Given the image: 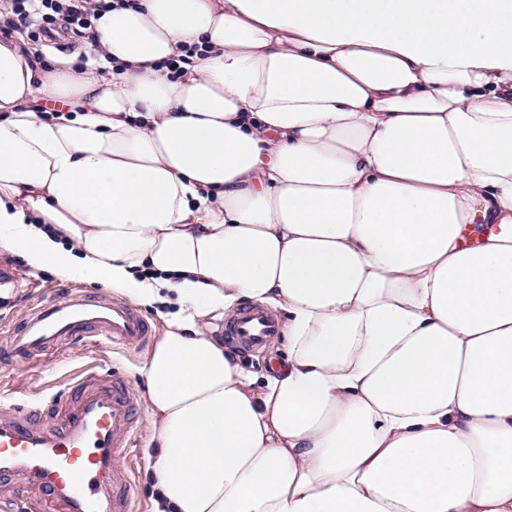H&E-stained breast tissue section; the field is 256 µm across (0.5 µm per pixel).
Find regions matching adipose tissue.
I'll list each match as a JSON object with an SVG mask.
<instances>
[{"label": "adipose tissue", "instance_id": "ef3b65f1", "mask_svg": "<svg viewBox=\"0 0 512 512\" xmlns=\"http://www.w3.org/2000/svg\"><path fill=\"white\" fill-rule=\"evenodd\" d=\"M93 24L0 40V252L157 307L156 512H512V0ZM245 303L261 375L208 331ZM243 347L258 349L279 334L277 322L262 309L245 306L233 318L229 327Z\"/></svg>", "mask_w": 512, "mask_h": 512}]
</instances>
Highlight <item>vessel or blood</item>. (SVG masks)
<instances>
[{
  "label": "vessel or blood",
  "mask_w": 512,
  "mask_h": 512,
  "mask_svg": "<svg viewBox=\"0 0 512 512\" xmlns=\"http://www.w3.org/2000/svg\"><path fill=\"white\" fill-rule=\"evenodd\" d=\"M243 347L258 349L278 335L277 322L246 306L229 327ZM150 336L143 315L124 303L71 289L65 301L48 297L19 334L11 354L40 360L50 347L104 341L113 348L142 344ZM59 425L45 423L39 404L0 411V482L14 484L21 512H132L127 457L136 437L137 400L115 371L85 372L59 401Z\"/></svg>",
  "instance_id": "vessel-or-blood-1"
}]
</instances>
